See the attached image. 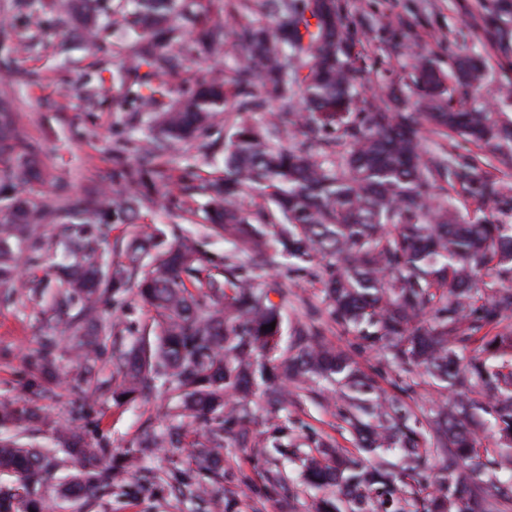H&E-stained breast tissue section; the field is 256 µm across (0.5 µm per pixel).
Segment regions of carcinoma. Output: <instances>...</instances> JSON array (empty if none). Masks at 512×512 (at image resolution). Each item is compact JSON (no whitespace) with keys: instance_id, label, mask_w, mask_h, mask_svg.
Masks as SVG:
<instances>
[{"instance_id":"carcinoma-1","label":"carcinoma","mask_w":512,"mask_h":512,"mask_svg":"<svg viewBox=\"0 0 512 512\" xmlns=\"http://www.w3.org/2000/svg\"><path fill=\"white\" fill-rule=\"evenodd\" d=\"M60 17L91 41L110 29L127 38L128 65L113 80L126 96L155 114L156 132L136 148L139 167L126 180L140 188L116 190L91 206L66 209L62 232L68 239L53 305L79 303L75 316L59 320L41 337L36 364L52 371L61 336L75 353L78 379L96 372L102 331L96 326L98 304L106 295L133 294L154 311L153 340L127 345L113 337V394L134 399L161 380L175 392L174 413L207 428L196 443V455L208 463L215 481L226 440L234 436L246 448L247 432L231 434L225 422L249 409L253 388L260 389L282 433L288 420V382L320 397L324 384L352 392L353 412L346 418L356 447L371 453L387 442L400 451L396 471L364 466L333 441L319 443L317 455L303 460L304 480L314 487L344 483L343 496L352 512H496L512 501V484L493 477L503 462L479 452L474 429L480 403L470 397L481 388L492 404L498 436H512V365L490 366L475 354L462 353L475 342L474 333L496 326L512 315V225L490 221L469 223L435 203V190L461 189L492 208L512 205V187L488 182L477 160L442 147L428 154L417 135L424 123L437 132L457 134L512 165V124L501 125L486 107H448L444 77L427 63L418 66L420 93L405 112H390L374 100L359 99V72L346 51L347 33L336 0H238L239 13L253 22L236 30L246 62L231 75L219 74L169 98L170 78L183 61L209 52L224 40L215 30L194 44L182 24H195L202 0H119L107 10L100 0H55ZM495 19L512 15V0H484ZM485 60L477 55L459 64L458 80L479 95ZM14 101L0 97V161L16 185L41 179L34 150L21 145L12 119ZM265 112V121L246 115ZM232 111L236 124L224 141V174L201 180L195 190L209 196L208 232L234 246L224 256L222 274H202L198 241L182 236L172 244L157 229L136 224L139 212L165 205L156 190L164 172L156 161L180 145L200 140L214 120ZM299 116L298 134L286 139L281 117ZM338 132L323 140L320 130ZM261 198L272 205L254 207ZM8 221L0 224V282L13 283L19 269L16 253L37 241L47 219L45 206L27 198L7 204ZM133 225L132 238L121 244L125 262L102 271L100 229L108 222ZM154 252L144 269L143 252ZM280 265L317 269L332 319L357 333L364 349L374 350L399 369L402 393L413 391L426 374L454 393L429 421L427 433L409 426L413 411L396 400L367 398L369 377L348 354L326 346L315 322L293 328L288 374L280 377L273 354L284 322V298L277 282L261 284L263 273ZM506 278L491 300L476 303L484 278ZM192 279L186 284L185 278ZM275 323V329L262 327ZM45 422L30 402H0V426L27 427ZM52 448H34L18 440L0 439V476L12 479L11 503L0 512H44L42 497L50 476L65 461L70 468L58 491L91 498L126 487L128 469L141 457L161 449L172 460L183 452L180 433L158 434L150 428L116 464L108 448H93L79 433L58 428ZM445 461L440 497L423 495L421 470L429 457ZM174 491L198 501L203 512H218L220 497L187 472L169 473ZM473 483V498L457 501L459 483Z\"/></svg>"}]
</instances>
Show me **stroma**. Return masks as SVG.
Wrapping results in <instances>:
<instances>
[{
	"label": "stroma",
	"mask_w": 512,
	"mask_h": 512,
	"mask_svg": "<svg viewBox=\"0 0 512 512\" xmlns=\"http://www.w3.org/2000/svg\"><path fill=\"white\" fill-rule=\"evenodd\" d=\"M343 17L351 59L361 75L356 89L368 97L392 89L397 106L414 98V70L407 48L422 51L445 77L454 74L455 62L466 55L486 59V78L481 101L496 118L512 123V54L497 48V31L512 30V17L490 20L483 0H336ZM240 17L222 11L219 0H207L201 28L220 27L224 43L217 55L198 56L186 62L169 83L171 98L220 71H228L243 60L234 44L233 28ZM34 34L25 49H18L19 32ZM123 58L111 41L88 43L70 28L60 27L51 17L36 19L19 13L13 0H0V95L11 96L16 105L13 121L24 144L40 150L44 177L32 188L47 208L61 213L72 204L89 205L92 198L123 185L124 171L136 166L135 144L150 133L151 114L139 111L127 101L123 89L112 81V72ZM103 86L105 97L88 105V86ZM230 129L216 121L205 145L190 143L159 161L166 174L157 188L173 195L176 203L166 208L141 211L138 221L154 224L174 237L191 227L203 231L206 197L189 195L200 179L221 175L224 170V140ZM188 201L194 211L185 219L179 201ZM42 259L19 265L20 280L54 283L52 260L64 247L55 222L39 231ZM288 288L284 304L285 327L308 322L318 313L327 345L350 354L360 368L376 382L377 394L396 395L392 381L399 371L374 351L360 348L355 333L331 323L322 301L321 282L307 272L289 271L279 276ZM105 324H118L125 341L148 333L153 311L122 296L101 304ZM58 316L48 301L14 297L11 287L0 284V400L34 401L47 415L44 425L30 427L25 443L37 448L53 445V429L67 427L79 432L91 445H104L112 454L122 455L140 436L145 425L164 432L176 420L168 411L170 390L161 388L145 397L126 401L113 396L112 347L104 345L100 355V388L88 393L84 383L73 376L74 358L67 342H60L56 354V376L48 378L32 363L39 340L49 323ZM348 403L338 389L323 397L289 404L290 428L282 443L287 454L280 459L284 481L267 480L268 459L262 448L272 427L261 415L236 419L233 428L249 432L256 447L241 448L234 441L224 447V512H284L285 501H294L297 512H312L321 498L335 497L332 488L318 489L304 484L300 460L313 451L318 441L332 437L340 448H352L353 438L344 417ZM168 462L156 454L139 461L137 477H153L147 491L124 497L108 494L94 500L64 498L55 492L45 495L49 512H195L188 501L176 498L162 474Z\"/></svg>",
	"instance_id": "1"
}]
</instances>
